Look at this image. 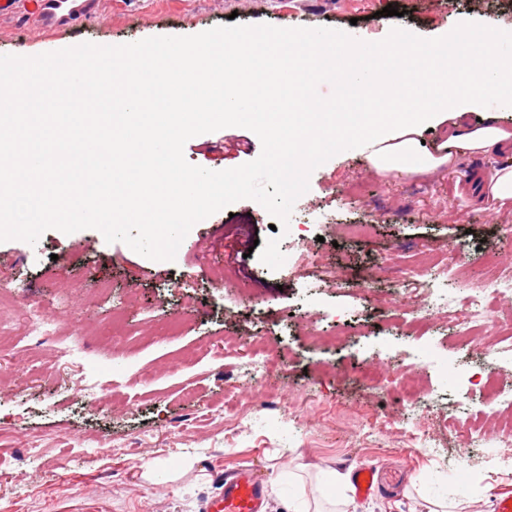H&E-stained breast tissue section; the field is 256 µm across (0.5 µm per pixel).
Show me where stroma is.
I'll return each instance as SVG.
<instances>
[{"label":"stroma","instance_id":"stroma-1","mask_svg":"<svg viewBox=\"0 0 512 512\" xmlns=\"http://www.w3.org/2000/svg\"><path fill=\"white\" fill-rule=\"evenodd\" d=\"M95 2L46 29L14 0L0 60L242 33L274 44L340 31L359 48L393 39L378 15L389 5L414 39L463 19L512 30V0ZM389 94L367 83L358 102ZM303 95L334 113L358 103L322 79ZM368 154L341 144L286 195L270 133L236 119L200 126L179 141L180 173L235 172L249 188L174 225L169 252L140 224L31 230L16 216L0 232V512H206L244 468L264 483L265 512L322 500L330 472L360 468L374 490L357 512H493L512 493V436L483 384L512 388V350L497 346L512 303L494 300L471 341L439 305L512 266V210L479 190L512 153L410 174L377 172ZM349 224L372 230L351 238ZM450 255L456 274L435 277ZM421 307L428 326L416 333ZM255 338L268 359L259 388ZM372 372L382 387L365 383ZM407 384L429 389L425 407L406 404Z\"/></svg>","mask_w":512,"mask_h":512}]
</instances>
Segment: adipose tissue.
Returning a JSON list of instances; mask_svg holds the SVG:
<instances>
[{
    "instance_id": "obj_1",
    "label": "adipose tissue",
    "mask_w": 512,
    "mask_h": 512,
    "mask_svg": "<svg viewBox=\"0 0 512 512\" xmlns=\"http://www.w3.org/2000/svg\"><path fill=\"white\" fill-rule=\"evenodd\" d=\"M503 35L485 23L474 36L466 23L444 34L441 40L370 44L365 55L351 57L345 86L369 77L364 56L379 59L384 69L398 71L407 62L435 61L422 83L418 98L395 96L388 109L353 112L333 118L316 108L290 112L283 109L278 89L297 92L319 69L318 60L304 56L316 37H289L288 54L294 67H284L276 49L249 35H240L236 49L225 50L214 40L187 47L178 42L128 51L114 58L103 50L71 55L62 70L26 57L0 63V154L14 155L12 164L0 169V223L9 224L17 198L29 196L36 205L31 224L92 223L108 225L122 220L154 230L159 224L189 221L196 210L222 194L224 189L246 191L248 183L238 174L215 180L183 177L170 165L175 157L177 133L190 124L242 117L271 130L275 157L294 163L315 160L334 149L338 139H370L369 160L381 172L411 173L453 163L462 152L512 153V131L499 125H468L464 114L478 111L485 100L512 103V58L499 55ZM469 54L482 65L479 79L457 72L458 56ZM65 74L82 96L83 112L61 118L44 111L43 102L54 90L57 74ZM119 105L105 125L106 136H89L85 111L105 102ZM453 123L443 142V153H423L418 133L439 114ZM122 133L127 151L122 160L112 157V134ZM93 142L95 152L80 156V168L97 171L96 181L81 178L78 170L35 168L32 158L53 143L69 153L78 144Z\"/></svg>"
}]
</instances>
